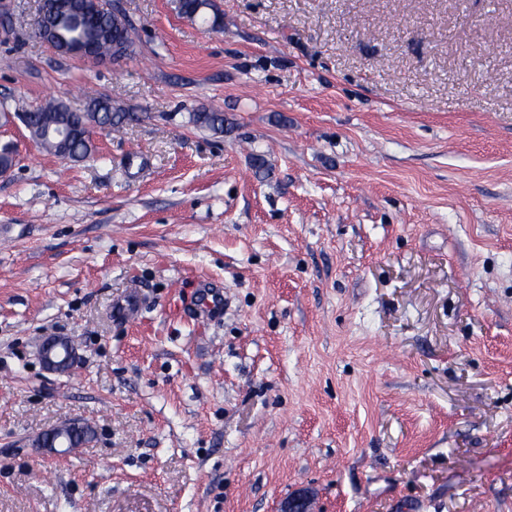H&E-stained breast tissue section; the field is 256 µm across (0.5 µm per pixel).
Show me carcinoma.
I'll return each instance as SVG.
<instances>
[{
    "label": "carcinoma",
    "mask_w": 512,
    "mask_h": 512,
    "mask_svg": "<svg viewBox=\"0 0 512 512\" xmlns=\"http://www.w3.org/2000/svg\"><path fill=\"white\" fill-rule=\"evenodd\" d=\"M91 0H65L63 6H58L55 0H45L42 9L48 13H63L69 17L84 19L81 13L84 8H92ZM178 12L190 19H199L213 29L221 30L224 21L216 9L213 0H178ZM96 43L98 54L112 57V44L131 47L129 26L113 24L112 8L102 5V10L96 12V21L92 25L66 23L61 30V37L55 41L58 48L71 47L75 43ZM14 116L23 124L30 137L46 153L61 156L58 132L67 127L72 136L67 143L68 161L80 162L96 152V142L84 136L85 125L95 121L100 130L120 128L124 123L135 120V115L121 108L112 106V102L102 96L89 99L85 110L74 112L62 101L50 100L35 108L17 111ZM193 121L216 133L224 132V116L218 112L202 110L193 114Z\"/></svg>",
    "instance_id": "1"
}]
</instances>
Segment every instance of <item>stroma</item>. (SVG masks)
<instances>
[{
    "label": "stroma",
    "instance_id": "35a3bbf8",
    "mask_svg": "<svg viewBox=\"0 0 512 512\" xmlns=\"http://www.w3.org/2000/svg\"><path fill=\"white\" fill-rule=\"evenodd\" d=\"M117 2L116 65L0 34L10 106L138 115L79 163L0 125V512H512V0ZM178 12L180 15L190 19H200L203 23L209 24L211 28L221 30L224 21L211 0H178ZM77 347L70 336H51L41 346L40 362L47 372L68 374L78 363ZM69 425L70 423L68 420L46 430L47 437L45 442L41 443L40 450L48 453H56L58 452L56 449L57 447H64L67 448V450L81 447L83 444L78 443L74 436L71 437L67 433V428ZM64 436L69 438V443L61 440Z\"/></svg>",
    "mask_w": 512,
    "mask_h": 512
}]
</instances>
